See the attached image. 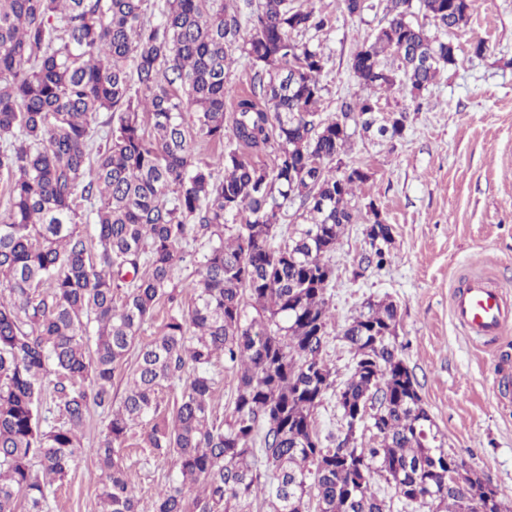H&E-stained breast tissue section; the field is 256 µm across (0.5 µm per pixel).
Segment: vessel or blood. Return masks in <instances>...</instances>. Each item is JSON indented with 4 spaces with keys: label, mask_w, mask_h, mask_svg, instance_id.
<instances>
[{
    "label": "vessel or blood",
    "mask_w": 512,
    "mask_h": 512,
    "mask_svg": "<svg viewBox=\"0 0 512 512\" xmlns=\"http://www.w3.org/2000/svg\"><path fill=\"white\" fill-rule=\"evenodd\" d=\"M452 311L467 335L497 336L512 327V293L485 274L475 272L458 287Z\"/></svg>",
    "instance_id": "1"
}]
</instances>
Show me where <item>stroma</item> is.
<instances>
[{
	"mask_svg": "<svg viewBox=\"0 0 512 512\" xmlns=\"http://www.w3.org/2000/svg\"><path fill=\"white\" fill-rule=\"evenodd\" d=\"M366 3L352 16L344 0L313 2L334 19L331 28L302 36L326 59L324 114L338 113L360 93L350 60L390 19L387 0ZM448 40L461 63L441 73L420 102L401 87L382 97L384 111L408 110L403 137L381 141L360 130L352 137L346 162L371 174L355 200L377 204L393 239L388 264L357 278L353 271L369 249L373 218L363 213L345 227L331 256L324 357L344 382L353 367L345 327L367 301L393 303L400 356L446 449L462 460L464 472L478 473L512 506V394L502 390L512 379V329L478 342L450 310L453 285L476 269L512 292V0H477L467 25ZM480 40L485 51L477 56ZM103 426L101 411L91 409L82 437L87 452L55 485L53 512H98L93 450L103 442ZM141 435L138 427L130 433L124 462L134 475L139 512H154L174 469L167 459H141Z\"/></svg>",
	"mask_w": 512,
	"mask_h": 512,
	"instance_id": "1",
	"label": "stroma"
}]
</instances>
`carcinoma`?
Instances as JSON below:
<instances>
[{
	"instance_id": "carcinoma-1",
	"label": "carcinoma",
	"mask_w": 512,
	"mask_h": 512,
	"mask_svg": "<svg viewBox=\"0 0 512 512\" xmlns=\"http://www.w3.org/2000/svg\"><path fill=\"white\" fill-rule=\"evenodd\" d=\"M145 2L0 0L9 205L0 223V512H47L51 487L87 452L78 431L92 408L106 419L103 445L92 449L101 512H139L120 457L136 425L145 458L169 457L176 468L155 512H309L313 500L315 512H393L372 489L371 473L386 468L403 509L496 512L468 504L470 480L448 485L458 458L384 335L396 323L391 302L367 303L343 331L354 365L337 403L346 415L376 399V416L363 423L374 441L347 430L326 445L313 426L335 388L323 358L330 256L368 181L361 166L339 173L348 123L366 128L380 91L399 85L416 100L458 65L439 35L466 24L475 0H420L421 22L408 18L413 0H388V24L351 60L370 92L327 117L318 109L324 55L297 37L331 26L330 15L294 0H165L151 24ZM237 58L253 74L233 94L225 78ZM104 112V144L93 154ZM407 119L397 112L378 135L402 137ZM194 135L213 147L212 162L195 159ZM290 204L299 223L275 247ZM242 214L237 235L225 238ZM85 216L90 236L79 229ZM380 232L381 247L360 261L366 269L387 264L391 227ZM188 255L197 276L180 287L174 271ZM162 302V328L139 342ZM133 350L116 403L113 381ZM219 354L237 369L225 423L213 404ZM178 383L172 410L161 411L160 389ZM191 484L200 487L194 497Z\"/></svg>"
}]
</instances>
